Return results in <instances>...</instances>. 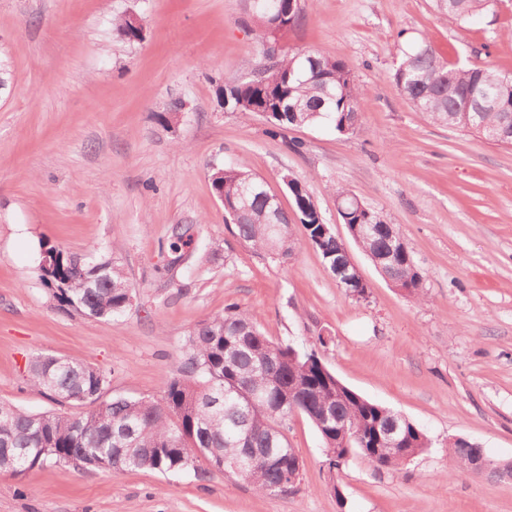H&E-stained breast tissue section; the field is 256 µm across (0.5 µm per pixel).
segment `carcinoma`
Instances as JSON below:
<instances>
[{
	"instance_id": "1",
	"label": "carcinoma",
	"mask_w": 512,
	"mask_h": 512,
	"mask_svg": "<svg viewBox=\"0 0 512 512\" xmlns=\"http://www.w3.org/2000/svg\"><path fill=\"white\" fill-rule=\"evenodd\" d=\"M246 15L262 29L263 42L283 38L302 19L303 8L289 0H248ZM498 0H440V13L464 23L494 11ZM393 80L415 111L431 122L468 132L500 129L503 145L512 144V125L503 123L512 113V74L476 65L449 64L430 44L421 42L402 50ZM489 90L497 109L484 110L477 102ZM228 96L221 106L228 112L251 114L256 108L271 113L270 134L324 124L337 134L352 126L362 97L353 70L344 61L310 51L281 52L263 82L236 81L224 86ZM181 101L155 115L163 127L177 119ZM211 185L234 224L235 235L254 254L272 262H286L298 244L295 223L316 245L326 264L340 256L336 234H324L316 204L306 187L287 184L292 210L268 201L263 180L242 169H212ZM343 207L342 223L353 241L371 260L391 251L387 225L377 211L352 203L353 196L336 190ZM39 271L60 306L87 316L110 319L130 305L133 288L115 257L105 254L91 261L43 245ZM380 272L421 299L425 272L407 253L396 265L381 264ZM289 345L275 342L236 306L199 324L188 336L186 352L159 399L116 395L98 403L106 384L99 369L77 358L36 357L29 382L49 395L90 409L76 415L28 413L0 402V472L24 475L50 463L79 461L118 477L149 470L178 475L189 471L203 476L221 470L224 461L240 455L239 435L257 458L241 479L264 495H288L297 485L290 477L302 472L303 461L288 446L284 430L293 408L316 428L329 464L344 461L336 447V422L359 429L367 448L378 449L379 469L396 468L428 448L423 430L410 419L357 392L328 384L320 358L288 357ZM396 417L403 442L388 448L378 429Z\"/></svg>"
}]
</instances>
